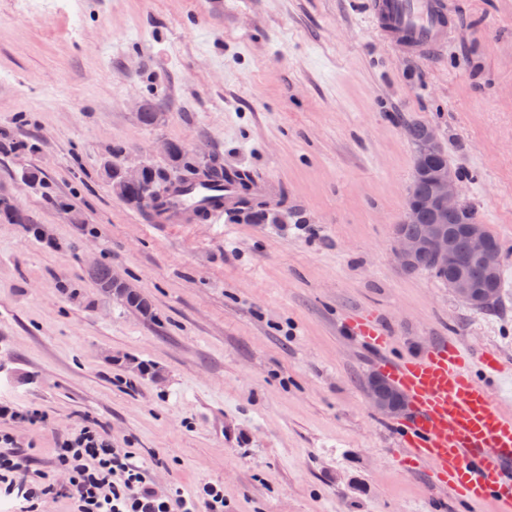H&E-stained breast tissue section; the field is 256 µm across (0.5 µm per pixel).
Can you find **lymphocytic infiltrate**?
Wrapping results in <instances>:
<instances>
[{
  "instance_id": "1",
  "label": "lymphocytic infiltrate",
  "mask_w": 512,
  "mask_h": 512,
  "mask_svg": "<svg viewBox=\"0 0 512 512\" xmlns=\"http://www.w3.org/2000/svg\"><path fill=\"white\" fill-rule=\"evenodd\" d=\"M134 458V452L113 450L94 426H84L57 442L56 462L70 474L59 486L33 470L12 436L0 432V494L19 500L18 512H39L48 497L70 500L72 512H224V492L213 484L190 496L178 488L155 494Z\"/></svg>"
}]
</instances>
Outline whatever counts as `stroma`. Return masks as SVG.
<instances>
[{"label":"stroma","mask_w":512,"mask_h":512,"mask_svg":"<svg viewBox=\"0 0 512 512\" xmlns=\"http://www.w3.org/2000/svg\"><path fill=\"white\" fill-rule=\"evenodd\" d=\"M222 3L0 0V197L43 231L0 223L6 428L49 481L58 438L94 423L157 492L219 484L224 512H470L401 466L348 323L377 313L397 356L453 337L512 363V0H453L446 49L417 61L363 0ZM410 121L439 128L500 243L496 311L390 259ZM164 141L251 171L267 221L159 224L114 197L113 148L164 167ZM94 260L152 317L103 294Z\"/></svg>","instance_id":"stroma-1"}]
</instances>
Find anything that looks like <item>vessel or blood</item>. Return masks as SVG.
<instances>
[{
    "instance_id": "obj_1",
    "label": "vessel or blood",
    "mask_w": 512,
    "mask_h": 512,
    "mask_svg": "<svg viewBox=\"0 0 512 512\" xmlns=\"http://www.w3.org/2000/svg\"><path fill=\"white\" fill-rule=\"evenodd\" d=\"M450 0H366L372 30L391 47L418 60L441 51L451 31ZM234 189L200 180L174 194L160 218L187 224L224 216ZM351 334L375 353L381 371L406 395L410 415L401 426L403 463L426 472L434 488L461 500L472 512H512V380L499 357L482 352L492 382L476 380L456 340L392 361L389 330L373 314L355 317Z\"/></svg>"
}]
</instances>
